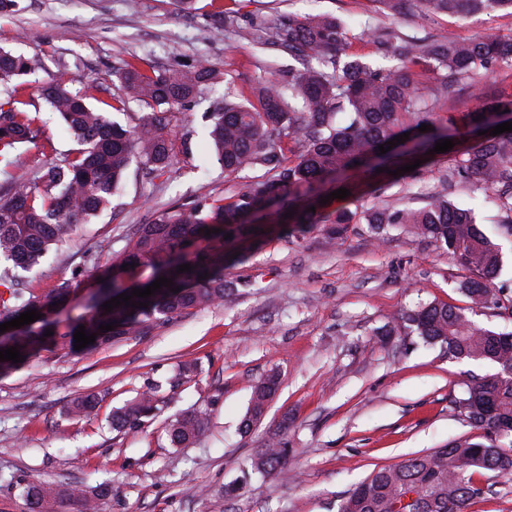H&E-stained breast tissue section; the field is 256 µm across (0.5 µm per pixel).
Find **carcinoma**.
Masks as SVG:
<instances>
[{
  "instance_id": "obj_1",
  "label": "carcinoma",
  "mask_w": 512,
  "mask_h": 512,
  "mask_svg": "<svg viewBox=\"0 0 512 512\" xmlns=\"http://www.w3.org/2000/svg\"><path fill=\"white\" fill-rule=\"evenodd\" d=\"M389 16L404 13L413 3L423 16L468 15L511 10L512 0H376ZM275 44L303 61L304 68L274 82H262L244 95L224 79V102L204 113L205 135L211 153L224 175L244 170L259 172L243 190L224 199L204 197L190 204L171 206L155 219L136 228L123 252L100 264L96 252L84 256V266L101 297L125 292L126 271L121 266H168V278L177 292L163 286L146 299V308L121 305L108 312L100 300L88 297L85 313L58 332L51 315L64 308L75 286L62 281L42 296L34 295L25 282L28 273L54 246L65 244L81 224H87L112 204L132 161L148 175H163L173 165L168 116L178 114L215 83L219 72L206 60L181 70L154 71L133 56L116 70L124 96L97 107L89 102L95 86L74 91L62 80L41 89L51 110L58 113L76 147L69 153L47 154L34 176L19 173L28 144L42 134L38 115L20 97L22 77L41 69L36 55L0 48V322L15 319L28 310L41 318L24 328L1 349L15 347L24 360L52 346L66 355L75 353L74 333L83 325L96 334L91 347L127 336H148L159 325L190 309L227 300L233 289L224 283L225 235L252 240L262 228L256 217L274 208L293 215L284 220L292 231L304 233L316 224L329 225V235L341 238L349 225L365 222L381 229L402 225L412 234L429 239L451 254L475 277L462 290L472 307L494 306L512 315V297L491 287L502 267L501 246L480 230L471 211L448 198L447 189L435 192L412 207H385L371 211L347 208L326 211L314 186L333 181L349 167L380 154L379 146L409 133L425 158L412 177L434 165L429 150L448 138V127L432 119L434 108L448 98L459 82L473 81L482 71L501 64L512 66V38L491 35L468 41L441 36L429 42L379 34L376 51L391 56L392 64L370 63L348 52L346 32L329 14L285 16L275 32ZM434 66L445 72L439 85L421 92L416 68ZM149 108L133 127L110 117L129 101ZM164 106L163 112L152 108ZM429 126L421 132L419 127ZM477 189L491 192L501 213V228L512 235V131L485 134L474 145L455 148L454 165L448 172L452 187L471 177ZM315 211H310V208ZM220 232L215 233L213 229ZM212 231L206 236L204 232ZM193 266L179 272V266ZM207 278H202V275ZM114 323V330L100 326ZM404 328L426 344H441L461 360L492 365L495 372L469 374L463 396L455 400L471 427L483 431L482 440L454 439L427 453L382 468L347 493L339 512H394L395 503L409 492L419 495L402 512H467L483 489L475 475L484 470L512 474V331L495 332L475 325L463 309L442 302L421 304L402 316ZM53 335L45 336L46 331ZM194 361L182 363L167 384L169 389L196 373ZM272 371L258 381L244 416L248 429L263 414L277 386ZM165 402L162 385L139 391L112 415V428L136 429L155 419ZM97 398L88 394L71 403L74 418L90 415ZM209 418L197 410L177 414L168 423L174 447L197 441L208 429ZM288 441L271 442L251 461L261 475L288 471ZM111 485L94 487L28 481L22 496L29 512H57L64 502L75 512H96Z\"/></svg>"
}]
</instances>
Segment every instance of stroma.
<instances>
[{"mask_svg": "<svg viewBox=\"0 0 512 512\" xmlns=\"http://www.w3.org/2000/svg\"><path fill=\"white\" fill-rule=\"evenodd\" d=\"M220 11L226 18L218 37L212 17ZM285 13L336 16L348 26L350 53L359 56L373 55L379 25L417 39L512 37V15L502 12L388 17L374 0H195L187 15L174 0H18L0 18V47L40 57L41 70L24 80V98L39 107L45 139L65 153L75 143L39 98L43 82L65 80L76 90L91 82L108 101L121 94L115 69L137 55L159 70L204 58L245 88L273 78L275 69L301 68L274 45L250 47L255 30L271 32ZM223 98L224 86L216 84L173 122L172 172L149 178L132 163L111 209L80 225L31 274L37 295L64 280L78 283L56 316L60 328L83 312L87 249L108 258L170 205L229 197L252 181L250 171L225 176L206 152L201 115ZM498 98L512 100V70L459 83L433 117L466 144L470 112ZM452 164V155L441 156L414 180L349 172L351 195L327 208L420 206L440 190ZM238 251L242 261L224 267L225 281L237 286L231 299L189 310L147 336L69 356L45 349L0 372V512H23V480L93 485L106 479L112 495L99 512H338L342 497L373 471L478 437L453 401L469 373H488L490 365L457 361L444 347L401 332L386 344L377 336L423 303L468 307L460 285L471 273L451 255L407 228L391 226L380 235L369 224L350 225L336 240L324 224L298 240L273 230ZM189 360L203 372L170 392L162 416L138 431L112 428L113 409L148 384L166 383ZM273 368L278 391L261 419L242 431L251 387ZM85 394L98 397L95 411L68 417V405ZM192 409L209 415V432L188 447H172L169 416ZM274 435L293 450L287 475L248 474L249 459ZM476 481L483 495L470 512H512V476L484 471ZM232 483L241 489L226 495Z\"/></svg>", "mask_w": 512, "mask_h": 512, "instance_id": "stroma-1", "label": "stroma"}]
</instances>
